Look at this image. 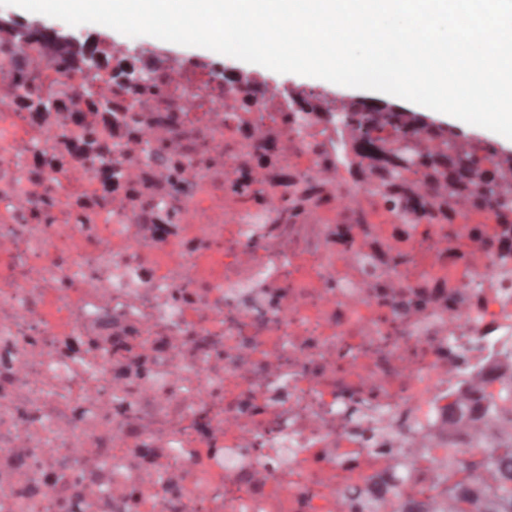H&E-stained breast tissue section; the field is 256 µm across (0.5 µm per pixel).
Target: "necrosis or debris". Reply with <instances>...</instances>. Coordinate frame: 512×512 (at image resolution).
<instances>
[{"instance_id":"1","label":"necrosis or debris","mask_w":512,"mask_h":512,"mask_svg":"<svg viewBox=\"0 0 512 512\" xmlns=\"http://www.w3.org/2000/svg\"><path fill=\"white\" fill-rule=\"evenodd\" d=\"M0 30V512H448L512 240L387 113ZM395 181L393 209L383 189Z\"/></svg>"}]
</instances>
